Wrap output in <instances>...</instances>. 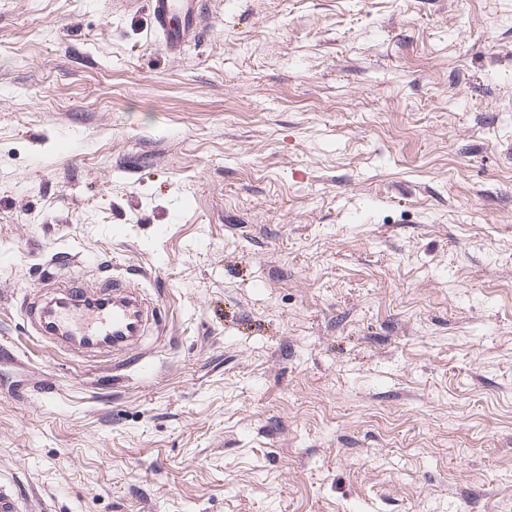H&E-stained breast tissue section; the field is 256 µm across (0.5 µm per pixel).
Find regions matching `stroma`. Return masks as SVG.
<instances>
[{
	"label": "stroma",
	"mask_w": 512,
	"mask_h": 512,
	"mask_svg": "<svg viewBox=\"0 0 512 512\" xmlns=\"http://www.w3.org/2000/svg\"><path fill=\"white\" fill-rule=\"evenodd\" d=\"M0 0V484L37 512H512V0ZM165 309L89 359L47 272ZM199 0H151L154 27L165 49L180 54L201 33Z\"/></svg>",
	"instance_id": "stroma-1"
}]
</instances>
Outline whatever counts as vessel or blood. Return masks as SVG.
Listing matches in <instances>:
<instances>
[{
    "mask_svg": "<svg viewBox=\"0 0 512 512\" xmlns=\"http://www.w3.org/2000/svg\"><path fill=\"white\" fill-rule=\"evenodd\" d=\"M151 10L157 37L171 54L181 53L201 32L199 0H151ZM59 293V301L34 310L33 316L40 335L73 351L125 350L148 322L162 320L160 309L144 313L141 300L118 277L92 288L71 275Z\"/></svg>",
    "mask_w": 512,
    "mask_h": 512,
    "instance_id": "vessel-or-blood-1",
    "label": "vessel or blood"
}]
</instances>
